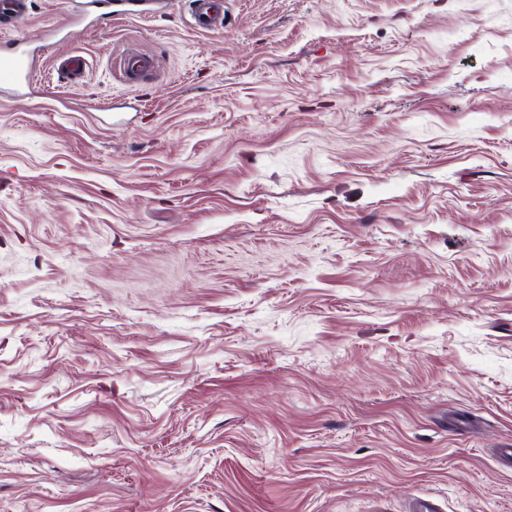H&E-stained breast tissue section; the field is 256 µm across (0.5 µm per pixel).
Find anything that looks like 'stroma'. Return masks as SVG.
<instances>
[{"mask_svg": "<svg viewBox=\"0 0 512 512\" xmlns=\"http://www.w3.org/2000/svg\"><path fill=\"white\" fill-rule=\"evenodd\" d=\"M71 18L0 99V512H512V0ZM195 25L202 31H214L224 28V10L222 0H190Z\"/></svg>", "mask_w": 512, "mask_h": 512, "instance_id": "stroma-1", "label": "stroma"}]
</instances>
